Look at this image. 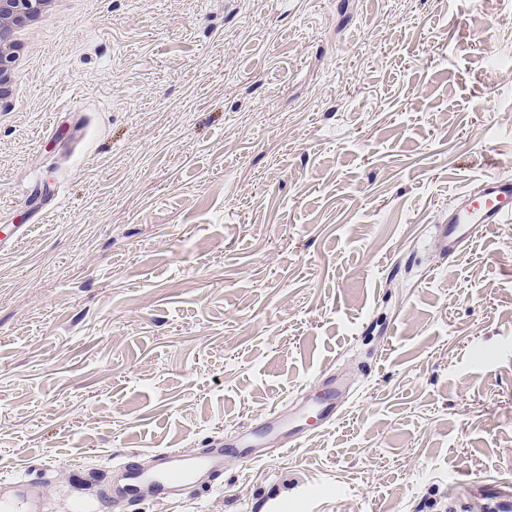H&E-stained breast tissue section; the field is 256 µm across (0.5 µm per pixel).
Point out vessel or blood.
Wrapping results in <instances>:
<instances>
[{
    "label": "vessel or blood",
    "instance_id": "vessel-or-blood-1",
    "mask_svg": "<svg viewBox=\"0 0 512 512\" xmlns=\"http://www.w3.org/2000/svg\"><path fill=\"white\" fill-rule=\"evenodd\" d=\"M512 217V178L495 173L483 177L478 188L457 193L448 208V218L437 225L435 240L449 257H456L469 243L477 225L499 224ZM343 402L335 381H328L326 390L310 408L319 427L334 425L339 420ZM300 419H283L273 415L269 420L253 424L232 438L208 439L195 455L176 448L154 452V465L144 469L132 456H125L119 465L123 474L120 488L87 498L73 499L70 512H105L112 500H121L129 512H141L145 496L166 503H178L185 495L215 486L224 475V457L232 454L242 464L263 460L267 441H276L280 450L300 446L308 435ZM40 486L19 476L0 479V512H34Z\"/></svg>",
    "mask_w": 512,
    "mask_h": 512
}]
</instances>
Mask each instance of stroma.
I'll return each instance as SVG.
<instances>
[{"label":"stroma","mask_w":512,"mask_h":512,"mask_svg":"<svg viewBox=\"0 0 512 512\" xmlns=\"http://www.w3.org/2000/svg\"><path fill=\"white\" fill-rule=\"evenodd\" d=\"M22 80L0 477L68 512L333 373L335 425L145 512H512V218L434 237L512 176V0H71ZM512 217V178L489 173L477 189L457 193L448 220L436 227L435 240L448 259L455 258L473 237L474 227L500 224Z\"/></svg>","instance_id":"35a3bbf8"}]
</instances>
